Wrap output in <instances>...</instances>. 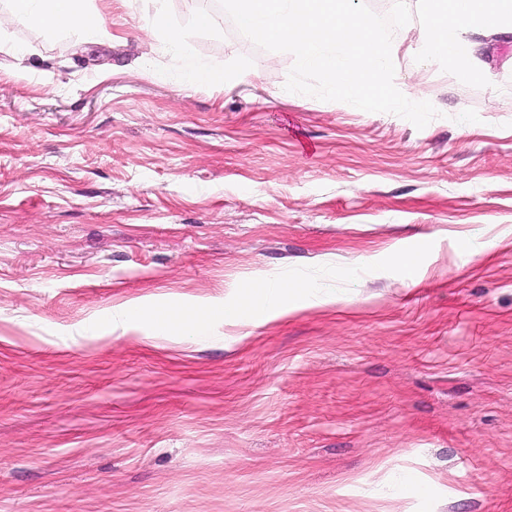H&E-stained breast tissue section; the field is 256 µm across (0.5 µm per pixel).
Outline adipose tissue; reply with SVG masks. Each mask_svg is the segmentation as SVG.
Returning <instances> with one entry per match:
<instances>
[{
  "label": "adipose tissue",
  "instance_id": "ef3b65f1",
  "mask_svg": "<svg viewBox=\"0 0 512 512\" xmlns=\"http://www.w3.org/2000/svg\"><path fill=\"white\" fill-rule=\"evenodd\" d=\"M14 20L49 32L67 33L74 41L98 31L99 14L83 6V0H6ZM421 29L419 52L427 63L445 61L455 67L464 81H479L481 68L471 58L479 38L512 32V0H419ZM297 306H315L305 295L303 285L288 283L274 286L263 278H253L232 304L215 307L196 305L155 314L160 333L177 329L184 334L203 330L212 314H220L228 323L255 324L276 316L283 299Z\"/></svg>",
  "mask_w": 512,
  "mask_h": 512
}]
</instances>
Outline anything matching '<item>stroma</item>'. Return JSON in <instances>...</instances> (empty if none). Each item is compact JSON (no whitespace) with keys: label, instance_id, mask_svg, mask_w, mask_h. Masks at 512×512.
<instances>
[{"label":"stroma","instance_id":"35a3bbf8","mask_svg":"<svg viewBox=\"0 0 512 512\" xmlns=\"http://www.w3.org/2000/svg\"><path fill=\"white\" fill-rule=\"evenodd\" d=\"M85 6L0 26V512H512V36L464 82L396 30L419 129L287 92L217 0ZM257 276L333 301L158 333ZM14 20L49 32H65L75 42L102 23L99 14L83 6V0H6ZM149 30L155 36V44H153V51H159L163 53H178L182 47V36L181 34L170 28L162 15L158 12L150 26Z\"/></svg>","mask_w":512,"mask_h":512}]
</instances>
